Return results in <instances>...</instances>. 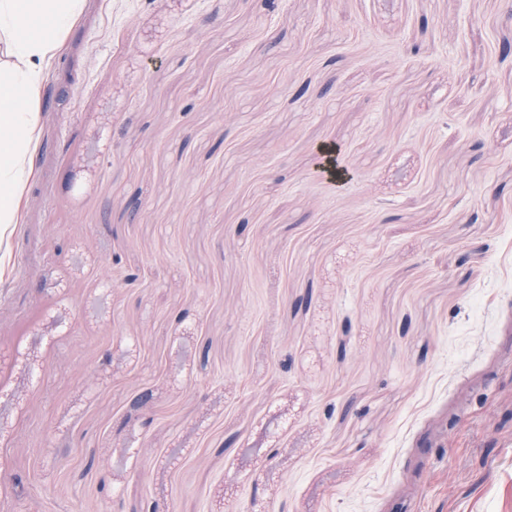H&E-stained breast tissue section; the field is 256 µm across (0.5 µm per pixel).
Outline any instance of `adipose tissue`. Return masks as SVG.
<instances>
[{"label": "adipose tissue", "mask_w": 512, "mask_h": 512, "mask_svg": "<svg viewBox=\"0 0 512 512\" xmlns=\"http://www.w3.org/2000/svg\"><path fill=\"white\" fill-rule=\"evenodd\" d=\"M85 0H0V224L19 223L42 91Z\"/></svg>", "instance_id": "1"}]
</instances>
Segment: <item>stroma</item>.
Listing matches in <instances>:
<instances>
[{"mask_svg": "<svg viewBox=\"0 0 512 512\" xmlns=\"http://www.w3.org/2000/svg\"><path fill=\"white\" fill-rule=\"evenodd\" d=\"M507 41L512 0H85L0 239V512H512ZM319 153L325 157L323 170L330 175L337 186L343 185L352 178V174L341 161L340 148L335 145H322Z\"/></svg>", "mask_w": 512, "mask_h": 512, "instance_id": "1", "label": "stroma"}]
</instances>
